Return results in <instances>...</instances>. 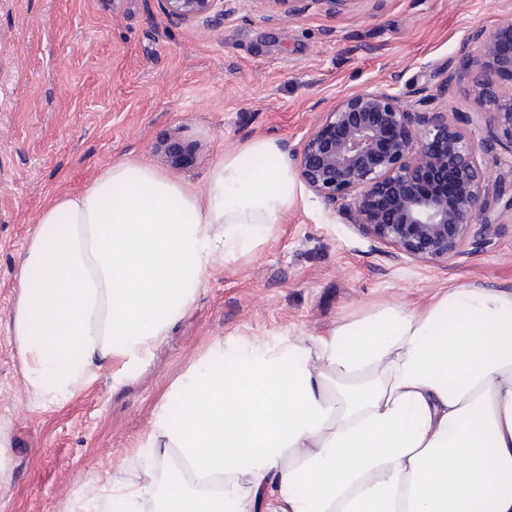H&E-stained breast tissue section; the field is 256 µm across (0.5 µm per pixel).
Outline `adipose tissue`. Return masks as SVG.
Masks as SVG:
<instances>
[{"label": "adipose tissue", "mask_w": 512, "mask_h": 512, "mask_svg": "<svg viewBox=\"0 0 512 512\" xmlns=\"http://www.w3.org/2000/svg\"><path fill=\"white\" fill-rule=\"evenodd\" d=\"M300 187L279 142L191 186L138 160L40 211L9 339L35 407L146 362L215 268L264 244ZM62 512H512V290L378 304L328 335L215 342L144 441Z\"/></svg>", "instance_id": "1"}]
</instances>
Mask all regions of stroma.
Instances as JSON below:
<instances>
[{"instance_id": "35a3bbf8", "label": "stroma", "mask_w": 512, "mask_h": 512, "mask_svg": "<svg viewBox=\"0 0 512 512\" xmlns=\"http://www.w3.org/2000/svg\"><path fill=\"white\" fill-rule=\"evenodd\" d=\"M221 24L161 0H0V423L12 464L0 512H59L136 451L173 381L214 341L324 336L374 303L415 307L472 285L512 289V217L448 262L391 257L309 190L273 237L216 270L128 381L110 369L61 407L33 408L8 337L17 270L45 202L120 159L195 185L219 155L277 139L290 165L337 99H410L512 0H226ZM187 150L182 165L168 147Z\"/></svg>"}]
</instances>
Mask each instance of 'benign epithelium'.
I'll return each mask as SVG.
<instances>
[{
  "instance_id": "obj_1",
  "label": "benign epithelium",
  "mask_w": 512,
  "mask_h": 512,
  "mask_svg": "<svg viewBox=\"0 0 512 512\" xmlns=\"http://www.w3.org/2000/svg\"><path fill=\"white\" fill-rule=\"evenodd\" d=\"M179 22L216 26L224 0H162ZM512 18L493 32L468 35L455 76L477 89L475 113L485 136L474 141L448 117V78L404 101L388 89L336 100L302 143L298 176L350 223L392 249L395 259L446 262L477 248L494 224L512 214V193L490 180L481 156L512 154Z\"/></svg>"
}]
</instances>
